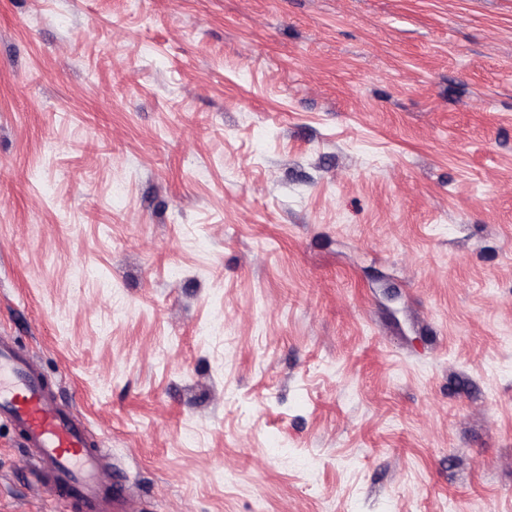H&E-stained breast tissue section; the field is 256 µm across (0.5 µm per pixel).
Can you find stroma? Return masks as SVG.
Segmentation results:
<instances>
[{"label": "stroma", "instance_id": "stroma-1", "mask_svg": "<svg viewBox=\"0 0 512 512\" xmlns=\"http://www.w3.org/2000/svg\"><path fill=\"white\" fill-rule=\"evenodd\" d=\"M0 336L140 512H512V0H0Z\"/></svg>", "mask_w": 512, "mask_h": 512}]
</instances>
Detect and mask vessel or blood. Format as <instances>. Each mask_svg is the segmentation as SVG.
<instances>
[{"label": "vessel or blood", "instance_id": "obj_1", "mask_svg": "<svg viewBox=\"0 0 512 512\" xmlns=\"http://www.w3.org/2000/svg\"><path fill=\"white\" fill-rule=\"evenodd\" d=\"M0 421L18 432L34 460L40 486L75 512H136L80 414L60 402L35 362L0 336Z\"/></svg>", "mask_w": 512, "mask_h": 512}]
</instances>
